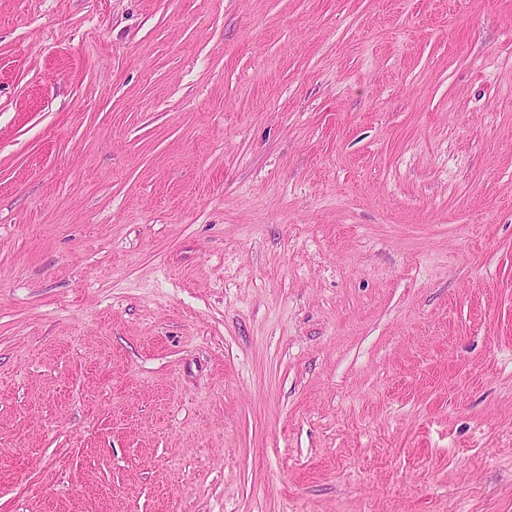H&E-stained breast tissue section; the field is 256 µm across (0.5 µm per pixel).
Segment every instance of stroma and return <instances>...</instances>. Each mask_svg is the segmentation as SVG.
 Returning <instances> with one entry per match:
<instances>
[{
  "label": "stroma",
  "instance_id": "obj_1",
  "mask_svg": "<svg viewBox=\"0 0 512 512\" xmlns=\"http://www.w3.org/2000/svg\"><path fill=\"white\" fill-rule=\"evenodd\" d=\"M0 512H512V0H0Z\"/></svg>",
  "mask_w": 512,
  "mask_h": 512
}]
</instances>
